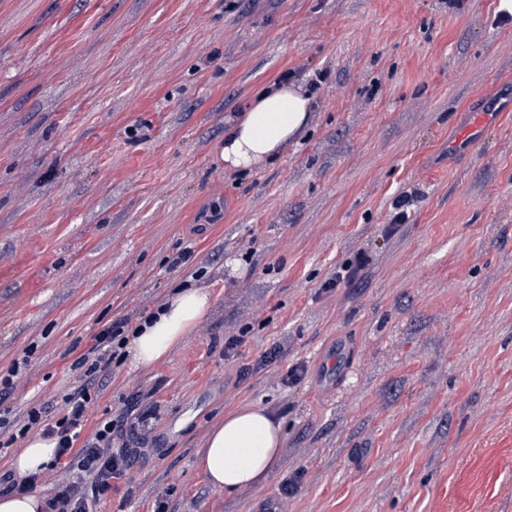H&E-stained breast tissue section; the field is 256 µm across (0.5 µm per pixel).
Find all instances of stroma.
<instances>
[{"label": "stroma", "mask_w": 512, "mask_h": 512, "mask_svg": "<svg viewBox=\"0 0 512 512\" xmlns=\"http://www.w3.org/2000/svg\"><path fill=\"white\" fill-rule=\"evenodd\" d=\"M495 2L0 0V374L22 365L0 406L60 403L105 323L190 279L213 293L166 361L97 389L86 432L151 390L157 443L96 512L161 493L168 512H512V21ZM283 78L311 89L310 126L225 169V119ZM245 403L284 448L227 496L196 452Z\"/></svg>", "instance_id": "35a3bbf8"}]
</instances>
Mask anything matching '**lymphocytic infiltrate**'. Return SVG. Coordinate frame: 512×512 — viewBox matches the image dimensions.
Returning <instances> with one entry per match:
<instances>
[{
	"mask_svg": "<svg viewBox=\"0 0 512 512\" xmlns=\"http://www.w3.org/2000/svg\"><path fill=\"white\" fill-rule=\"evenodd\" d=\"M126 327V321L119 320L92 336L90 345L72 364L79 384L63 396L62 415L57 420H50L42 407L31 408L20 419L0 408V425L9 429L8 434H0V455L19 439L33 434L58 441L57 455L51 463L58 478L45 502V512H93L95 505L111 494L114 482L127 478L134 464L147 453V420L155 408L152 393L137 395L130 407L136 415L132 425L136 432L134 447H113L119 426L109 418L100 420L92 433L84 431L93 401L90 390L108 376L113 363L123 358Z\"/></svg>",
	"mask_w": 512,
	"mask_h": 512,
	"instance_id": "f902f5d3",
	"label": "lymphocytic infiltrate"
}]
</instances>
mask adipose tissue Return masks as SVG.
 <instances>
[{
    "instance_id": "adipose-tissue-1",
    "label": "adipose tissue",
    "mask_w": 512,
    "mask_h": 512,
    "mask_svg": "<svg viewBox=\"0 0 512 512\" xmlns=\"http://www.w3.org/2000/svg\"><path fill=\"white\" fill-rule=\"evenodd\" d=\"M313 96L301 83L283 80L254 91L245 112L229 119L219 157L225 168L251 172L296 142L312 119ZM208 288H177L147 320L127 346L131 367H149L166 359L197 328L211 307ZM283 429L265 408L246 404L216 420L207 430L197 462L209 484L231 495L257 484L279 463ZM57 442L33 435L11 459L19 478L45 473Z\"/></svg>"
}]
</instances>
